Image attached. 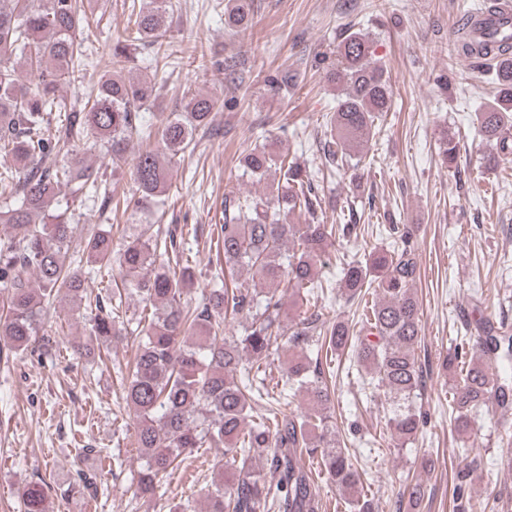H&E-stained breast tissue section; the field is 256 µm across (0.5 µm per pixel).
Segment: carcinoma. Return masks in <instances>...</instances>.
Instances as JSON below:
<instances>
[{
  "label": "carcinoma",
  "instance_id": "carcinoma-1",
  "mask_svg": "<svg viewBox=\"0 0 512 512\" xmlns=\"http://www.w3.org/2000/svg\"><path fill=\"white\" fill-rule=\"evenodd\" d=\"M174 0H131L130 23L111 54L96 62L85 37L97 19L84 0H0V153L12 163L0 168V224L13 233L0 238V285L7 288V312L0 316V341L25 350L41 330L50 298L61 293L82 300L89 279L116 269L124 287L95 296L89 336L104 346L127 329L124 296H136L146 313L136 318L140 334L131 364L119 371L122 399L135 417L132 447L142 463L137 472L140 494L152 495L160 477L171 474L200 448L224 447V466L213 471L208 512H320L316 478L327 476L353 512H371L362 472L348 459L342 430L329 413L335 399L336 366L323 354L346 353L349 367L369 374L368 383L391 401L383 440L405 448L423 425L413 398L423 383L416 347L421 312L415 294L418 261L414 231L392 225L399 244L374 248L365 260L345 263L340 292L348 302H376L363 311L358 327L328 322L317 306V273L336 237L357 232V218L327 224L320 189L313 175L288 159L278 140L267 137L244 150V174L270 180L259 196L224 201V223L215 225L223 270L244 271L253 287L211 288L188 298L194 273L183 262L174 235L150 233L151 225L115 245L112 228L97 227L77 249V225L70 205L59 200L60 188L77 181L80 202L92 200L96 212L136 210L145 198L169 190V164L190 149L193 133L208 124L217 101L195 95L168 115L157 131L142 122L143 107L156 96L155 77L184 53L207 57L205 36L192 29L175 39L168 35ZM254 0H224V28L244 36L251 28ZM457 51L495 62L494 91L476 112L483 139L498 155H512V38L489 40L478 23L459 24ZM23 59L33 75L26 84L12 65ZM148 73L126 78L130 65ZM100 71L97 85L82 105L60 94L66 84ZM336 87V111L326 114L320 151L329 165L358 166L354 156L376 134L383 113L390 111L393 89L385 65L375 58L369 35L346 30L336 46V60L324 67ZM157 145L140 151L132 177L137 194L118 200L103 172L82 163L86 137L112 162V176L124 168L128 141ZM441 160L457 164L460 142L443 135ZM309 217L288 223V215ZM35 282H30V274ZM242 315L247 325L238 336L225 333L227 314ZM287 337L288 361L281 368V388L266 384L278 339ZM512 328L474 330L448 353L443 366L459 373L449 387L448 407L454 429L468 431L473 412L512 399ZM305 393L306 410L298 412L291 391ZM266 413L251 418L259 402ZM264 461L254 470L252 460ZM24 512H48L41 482L22 490Z\"/></svg>",
  "mask_w": 512,
  "mask_h": 512
}]
</instances>
